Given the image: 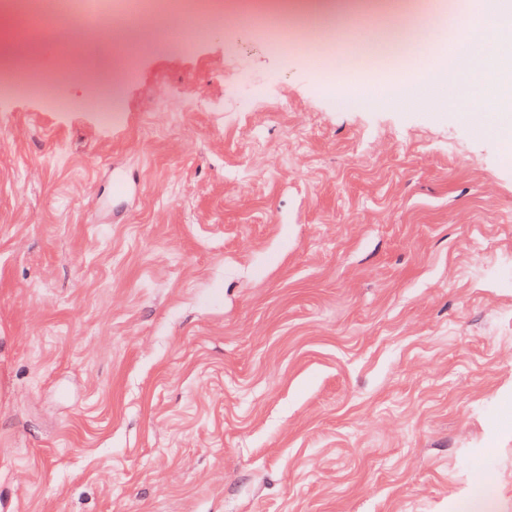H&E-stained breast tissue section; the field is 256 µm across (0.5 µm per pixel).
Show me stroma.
<instances>
[{
    "label": "stroma",
    "instance_id": "obj_1",
    "mask_svg": "<svg viewBox=\"0 0 512 512\" xmlns=\"http://www.w3.org/2000/svg\"><path fill=\"white\" fill-rule=\"evenodd\" d=\"M118 4L0 17V512H453L480 466L512 512V144L459 75L395 108L340 55L395 21Z\"/></svg>",
    "mask_w": 512,
    "mask_h": 512
}]
</instances>
